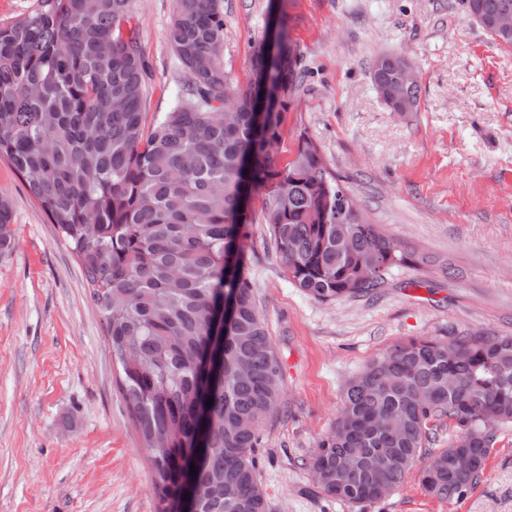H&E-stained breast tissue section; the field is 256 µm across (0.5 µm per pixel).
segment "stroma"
I'll return each instance as SVG.
<instances>
[{
    "label": "stroma",
    "mask_w": 512,
    "mask_h": 512,
    "mask_svg": "<svg viewBox=\"0 0 512 512\" xmlns=\"http://www.w3.org/2000/svg\"><path fill=\"white\" fill-rule=\"evenodd\" d=\"M177 0H132L150 67L145 130L187 85L166 39ZM225 71L253 78L271 0H221ZM304 71L276 147L299 135L372 223L430 264L395 268L378 296L321 302L295 288L263 217L248 206L244 255L280 365L279 405L255 450L270 512H512V426L499 432L481 481L443 500L419 468L381 502L323 496L308 468L333 426L346 383L394 344L512 336V45L465 16L461 0H285ZM414 61L415 112H393L370 78L379 55ZM13 247L0 255V512H157L148 454L130 421L84 270L11 165Z\"/></svg>",
    "instance_id": "35a3bbf8"
}]
</instances>
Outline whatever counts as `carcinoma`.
<instances>
[{"label": "carcinoma", "mask_w": 512, "mask_h": 512, "mask_svg": "<svg viewBox=\"0 0 512 512\" xmlns=\"http://www.w3.org/2000/svg\"><path fill=\"white\" fill-rule=\"evenodd\" d=\"M130 4L40 0L0 23V158L82 264L148 451L157 512H174L186 494L194 512H269L255 448L280 399V368L245 273L240 206L265 192V224L292 283L321 301L374 294L392 269L429 258L358 220L351 190L311 138L299 136L287 166L277 160L282 114L302 79L284 8L279 54L259 44L253 82L237 90L221 63L219 0H177L166 37L187 89L147 134L150 72ZM462 4L512 45V31L496 26L512 0ZM390 58L371 67L380 88L399 80ZM419 92L411 82L384 103L416 112ZM12 244L1 196L0 254ZM225 300L216 331L210 314ZM443 417L456 434L423 453L429 423ZM510 424L512 336L402 341L347 383L309 470L324 495L357 504L389 497L422 460V488L450 500L481 480ZM465 452L478 461L470 470L457 463Z\"/></svg>", "instance_id": "1"}]
</instances>
